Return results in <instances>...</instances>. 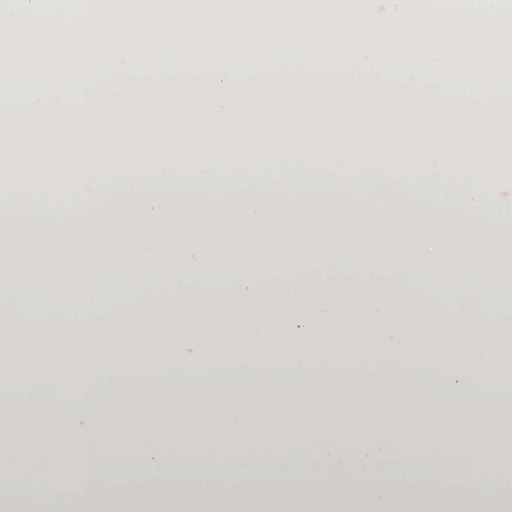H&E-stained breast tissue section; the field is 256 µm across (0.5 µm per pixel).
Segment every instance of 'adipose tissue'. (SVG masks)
Listing matches in <instances>:
<instances>
[{
    "mask_svg": "<svg viewBox=\"0 0 512 512\" xmlns=\"http://www.w3.org/2000/svg\"><path fill=\"white\" fill-rule=\"evenodd\" d=\"M281 153L327 158L316 171L267 167L217 179L216 157L242 161L249 145L170 152L190 178L141 158L78 160L10 173L31 198L0 202L19 216L0 230V338L24 356L0 373V476L28 459L26 476L0 503L41 512L51 488L77 490L83 512H486L512 483V430L493 416L476 432L438 423L405 395L242 398L215 380V365L253 372L370 374L385 367L422 386L430 402L480 390L488 404L512 389V330L493 298L512 285V231L502 226L498 186L509 148L433 144L284 145ZM385 159L420 168L395 191L379 175L361 182L345 161ZM70 207L50 204L67 181ZM302 269L329 288L282 287ZM417 293L390 288L400 272ZM156 387L92 417L18 422L15 396L39 397L55 381L92 387L115 376ZM182 380L187 396L169 389ZM448 457L482 477L481 497L427 493L393 483ZM193 462L195 480L235 473L228 493L171 491L163 476ZM298 473L289 489L258 485L260 473Z\"/></svg>",
    "mask_w": 512,
    "mask_h": 512,
    "instance_id": "ef3b65f1",
    "label": "adipose tissue"
}]
</instances>
